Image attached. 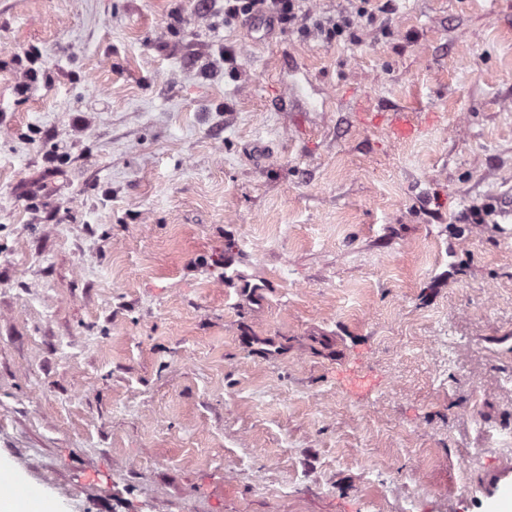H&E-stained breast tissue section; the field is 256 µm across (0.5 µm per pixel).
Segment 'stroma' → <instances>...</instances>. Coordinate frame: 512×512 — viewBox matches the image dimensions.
I'll return each mask as SVG.
<instances>
[{
	"mask_svg": "<svg viewBox=\"0 0 512 512\" xmlns=\"http://www.w3.org/2000/svg\"><path fill=\"white\" fill-rule=\"evenodd\" d=\"M375 5L0 0V476L79 512H488L512 0ZM227 12L235 17L251 14L256 8L288 22L296 17V0H225ZM233 2V4H230Z\"/></svg>",
	"mask_w": 512,
	"mask_h": 512,
	"instance_id": "35a3bbf8",
	"label": "stroma"
}]
</instances>
